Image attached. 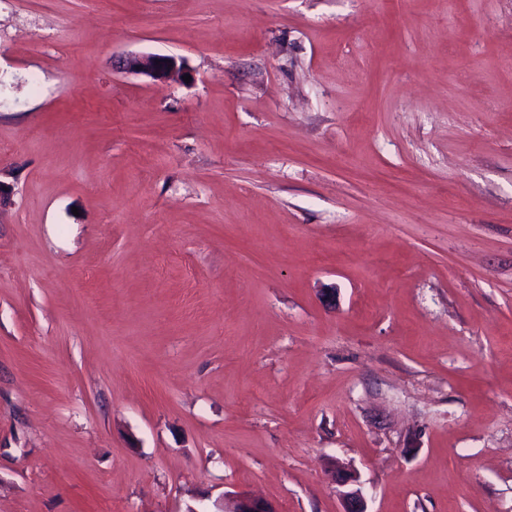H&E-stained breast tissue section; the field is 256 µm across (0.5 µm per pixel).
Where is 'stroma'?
Here are the masks:
<instances>
[{
    "instance_id": "35a3bbf8",
    "label": "stroma",
    "mask_w": 512,
    "mask_h": 512,
    "mask_svg": "<svg viewBox=\"0 0 512 512\" xmlns=\"http://www.w3.org/2000/svg\"><path fill=\"white\" fill-rule=\"evenodd\" d=\"M331 458L512 512V0H0V512ZM122 69L161 82L177 80L185 73L183 61L167 55L127 56L122 60Z\"/></svg>"
}]
</instances>
